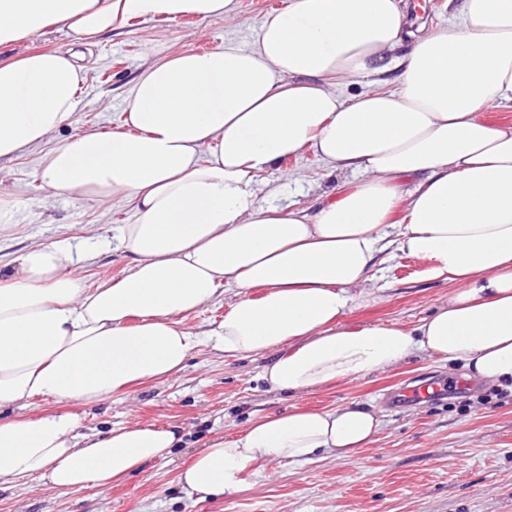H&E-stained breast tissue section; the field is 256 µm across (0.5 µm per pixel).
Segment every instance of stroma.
Returning a JSON list of instances; mask_svg holds the SVG:
<instances>
[{
  "instance_id": "obj_1",
  "label": "stroma",
  "mask_w": 512,
  "mask_h": 512,
  "mask_svg": "<svg viewBox=\"0 0 512 512\" xmlns=\"http://www.w3.org/2000/svg\"><path fill=\"white\" fill-rule=\"evenodd\" d=\"M288 0H239L234 18L177 24L134 23L108 33L84 60L88 80L79 92V109L49 142L83 132L116 129L132 79L171 46L210 50L226 35L251 42L263 17L283 10ZM67 31L50 27L0 48V61L32 50L68 49ZM39 152L0 159V193L12 202V217L0 222V268L9 269L28 248L71 238L82 239L90 256L74 268L87 287L114 281L129 272L117 247L119 225L128 223L129 203L109 198L46 199L33 177ZM287 173L301 181H277V198L299 206L335 184L324 176L311 152L285 160ZM423 261L400 254L376 265L370 299L347 314L345 325H413L446 302L447 285L428 279ZM270 354L225 357L209 346L196 349L183 371L163 383L148 382L97 406L36 399L33 411L69 413L82 432H106L133 423L180 425L186 437L166 459L121 484H92L59 491L29 478L0 493V512H512V394L490 407L482 404L491 383L474 380L468 398L448 394L417 406L385 404V393L428 379H465L459 369L426 353L370 376L304 394L269 390L260 375ZM372 404L382 425L373 441L346 460L333 455L291 464L268 459L261 476L248 478L245 492L202 497L183 489L178 474L212 437L230 435L252 416L293 407L337 408Z\"/></svg>"
}]
</instances>
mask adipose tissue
Masks as SVG:
<instances>
[{
  "instance_id": "1",
  "label": "adipose tissue",
  "mask_w": 512,
  "mask_h": 512,
  "mask_svg": "<svg viewBox=\"0 0 512 512\" xmlns=\"http://www.w3.org/2000/svg\"><path fill=\"white\" fill-rule=\"evenodd\" d=\"M237 0H0V47L50 26L76 50L0 63V158L41 146L36 176L53 197L131 203L118 227L133 266L86 287L72 242L25 251L0 275V492L36 477L74 491L118 483L171 455L178 427L84 434L34 399L92 405L165 382L192 352L273 353L261 378L302 393L361 379L424 352L486 382L512 381V126L484 111L512 103V0H461L447 28L409 22L407 0H288L259 38L172 49L132 81L121 126L44 148L79 107L83 52L139 21H205ZM406 55H399L401 47ZM399 69L392 90L347 101L337 88ZM312 152L342 180L312 208L257 198L263 175ZM427 262L448 299L415 325L343 319L383 251ZM237 297L202 333L182 315ZM354 402L256 417L217 437L179 481L235 494L267 459L350 458L377 434Z\"/></svg>"
}]
</instances>
